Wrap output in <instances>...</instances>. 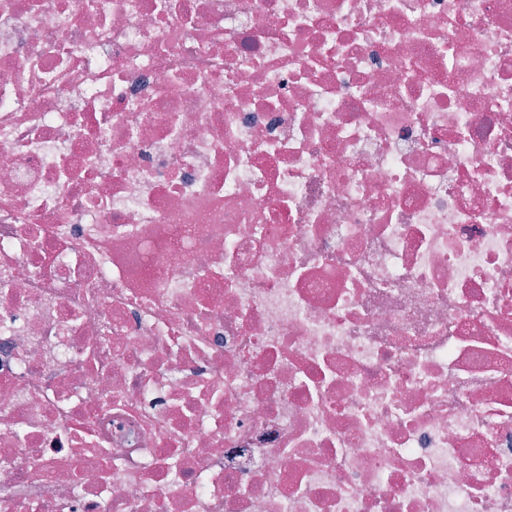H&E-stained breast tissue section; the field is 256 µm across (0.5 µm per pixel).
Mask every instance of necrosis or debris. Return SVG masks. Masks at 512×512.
Wrapping results in <instances>:
<instances>
[{"label":"necrosis or debris","instance_id":"4bbe7bcc","mask_svg":"<svg viewBox=\"0 0 512 512\" xmlns=\"http://www.w3.org/2000/svg\"><path fill=\"white\" fill-rule=\"evenodd\" d=\"M0 512H512V0H0Z\"/></svg>","mask_w":512,"mask_h":512}]
</instances>
